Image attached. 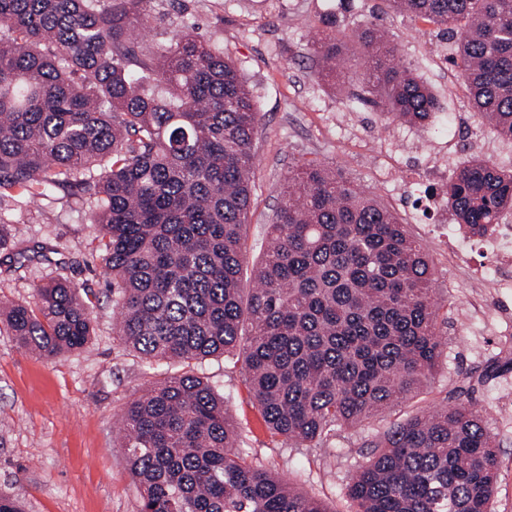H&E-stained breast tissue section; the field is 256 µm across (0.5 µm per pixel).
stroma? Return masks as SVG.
Returning a JSON list of instances; mask_svg holds the SVG:
<instances>
[{
  "instance_id": "35a3bbf8",
  "label": "stroma",
  "mask_w": 512,
  "mask_h": 512,
  "mask_svg": "<svg viewBox=\"0 0 512 512\" xmlns=\"http://www.w3.org/2000/svg\"><path fill=\"white\" fill-rule=\"evenodd\" d=\"M340 0H146L134 24L145 45L162 33L190 29L223 49L251 91L258 112L254 183L243 249L252 280L265 234L289 169L315 161L336 169L393 210L430 255L437 319L447 355L418 392L358 427L339 429L321 448H294L272 433L249 392L236 356L194 366L149 367L112 334L117 297L102 269L103 241L91 204L52 192L36 208H0V303L34 305L35 288L65 277L93 302V333L84 348L46 357L21 349L0 322V496L23 512H140L141 491L129 473L120 417L149 380L194 371L224 396L242 429L248 461L287 477L329 512H354L350 473L372 455L370 444L393 423L437 410L469 386L470 397L498 445L493 512H512V284L491 287L492 252L447 238L446 216L410 206L416 180L447 159L449 171L472 156L512 169V143L474 117L453 68L439 59L446 44L435 25L389 14L382 0H352L336 30L347 62L337 81L324 80L309 34ZM375 18L408 68L437 98L426 128L391 121L383 109L356 102L364 59L363 22ZM29 252L11 262L14 241Z\"/></svg>"
}]
</instances>
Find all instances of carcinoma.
I'll list each match as a JSON object with an SVG mask.
<instances>
[{
  "label": "carcinoma",
  "instance_id": "carcinoma-1",
  "mask_svg": "<svg viewBox=\"0 0 512 512\" xmlns=\"http://www.w3.org/2000/svg\"><path fill=\"white\" fill-rule=\"evenodd\" d=\"M146 0H0V205L56 189L95 199L90 222L118 291L112 335L148 363L233 354L266 427L306 448L412 395L444 352L433 268L397 216L314 161L288 172L267 246L242 281L258 118L224 53L183 31L144 53ZM438 27L473 112L512 142V0H383ZM321 75L338 78V19H320ZM361 90L425 126L437 104L363 24ZM485 233L512 210V170L463 161L443 188ZM3 313L22 348H83L92 311L64 279ZM390 426L349 479L357 512H491L494 436L461 401ZM141 512H330L242 456L224 399L194 373L125 407Z\"/></svg>",
  "mask_w": 512,
  "mask_h": 512
}]
</instances>
